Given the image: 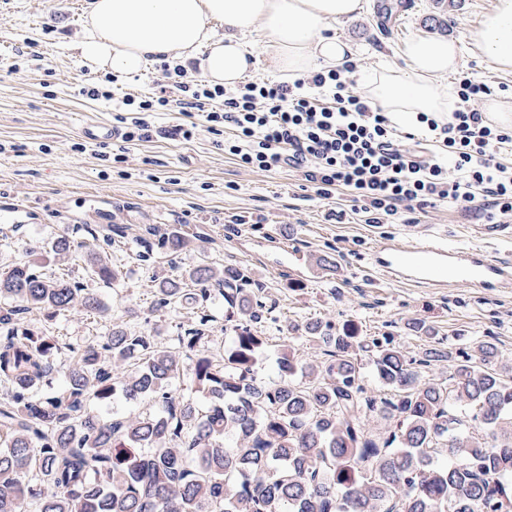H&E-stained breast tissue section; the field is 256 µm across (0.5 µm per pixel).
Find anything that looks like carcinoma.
Masks as SVG:
<instances>
[{
  "label": "carcinoma",
  "instance_id": "1",
  "mask_svg": "<svg viewBox=\"0 0 512 512\" xmlns=\"http://www.w3.org/2000/svg\"><path fill=\"white\" fill-rule=\"evenodd\" d=\"M159 249L184 241L152 227ZM65 231L50 242L73 252ZM92 273H119L101 258ZM160 284L158 307L224 300L229 345L201 346L198 324L161 350L146 332L114 322L74 352L48 396L30 388L54 371V336L14 327L24 310L53 319L103 312L67 274L19 262L0 272V512H512V366L490 341L430 343L409 357L390 334L362 336L347 322L288 325L291 340L321 350L310 364L290 345L276 351L280 379L259 376L266 354L257 325L267 309L238 269L192 268ZM448 363V378L426 375ZM136 364L126 373V365ZM187 376L207 401L174 392ZM118 395L154 413L101 417L90 405Z\"/></svg>",
  "mask_w": 512,
  "mask_h": 512
}]
</instances>
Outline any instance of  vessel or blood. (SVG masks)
<instances>
[{
  "label": "vessel or blood",
  "mask_w": 512,
  "mask_h": 512,
  "mask_svg": "<svg viewBox=\"0 0 512 512\" xmlns=\"http://www.w3.org/2000/svg\"><path fill=\"white\" fill-rule=\"evenodd\" d=\"M368 268L385 280L419 288L441 289L457 282L490 292L512 285L511 258L428 236L411 246L391 236L380 238L369 253Z\"/></svg>",
  "instance_id": "b4317fda"
}]
</instances>
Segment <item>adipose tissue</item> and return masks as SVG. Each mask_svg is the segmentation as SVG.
I'll return each instance as SVG.
<instances>
[{"label":"adipose tissue","mask_w":512,"mask_h":512,"mask_svg":"<svg viewBox=\"0 0 512 512\" xmlns=\"http://www.w3.org/2000/svg\"><path fill=\"white\" fill-rule=\"evenodd\" d=\"M362 10L363 0H92L75 49L90 69L126 79L151 63L194 60L206 82L232 89L256 66L246 41L256 28L267 34L269 70L296 79L353 59L355 47L327 28ZM215 20L223 22V35L214 34ZM469 38L496 70L512 72V0H496ZM404 57V66L362 77L368 99L402 126L420 112L453 111L448 77L461 62L458 40L419 36Z\"/></svg>","instance_id":"adipose-tissue-1"}]
</instances>
